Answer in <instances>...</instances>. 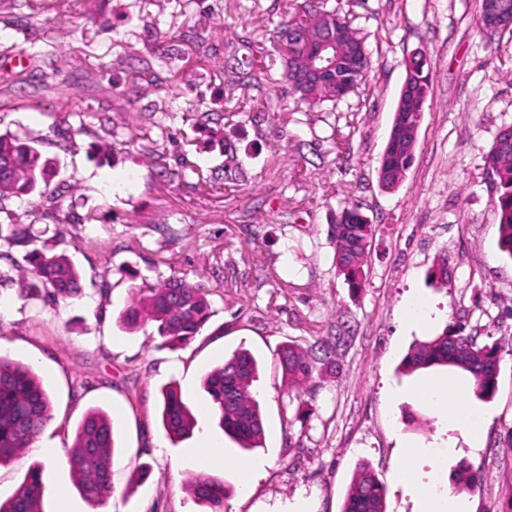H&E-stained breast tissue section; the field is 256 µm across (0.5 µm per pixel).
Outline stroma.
<instances>
[{"mask_svg": "<svg viewBox=\"0 0 512 512\" xmlns=\"http://www.w3.org/2000/svg\"><path fill=\"white\" fill-rule=\"evenodd\" d=\"M350 2L351 24L372 52L368 82L286 125L262 114V90L240 86L215 139L195 123L201 102L220 99L225 81L254 61L282 72L267 32L285 0H0V134L37 137L59 163L62 193L56 214L0 203V222L20 219L95 280L82 297L55 303L19 297L14 283L0 288V354L33 368L53 413L34 446L0 466L1 499L39 463L47 512H91L68 457L78 422L99 407L118 441L115 492L101 512H206L187 488L198 475L223 480L224 512H290L301 499L313 512H341L362 462L387 488L386 512H420L423 497L446 491L465 467L485 475L469 495L474 512H512V345L501 352L493 397H467L491 416L474 455L441 456L463 436L446 411L411 391L447 368L399 371L415 342L458 317L482 336H512V258L498 248L483 170L499 128L512 123V32L482 38L480 0ZM196 24L214 31L208 55H195L190 39L156 61L164 32ZM418 51L430 93L413 164L387 190L377 168L404 63ZM30 55L41 68L18 82ZM148 62L158 79L143 94L133 72ZM336 138L348 142L346 153L333 152ZM157 145L174 178L160 176ZM228 154L246 180L200 185ZM347 204L376 227L356 294L328 235ZM90 212L96 222L83 223ZM173 274L205 284L212 311L196 340L176 350L161 347L154 324L128 333L118 323L132 285ZM339 322L352 342L336 368L316 377L312 393L289 392L280 346L311 349ZM240 349L259 362L265 442L252 451L224 437L202 388L204 375ZM172 381L197 420L177 443L158 404ZM299 409L306 423L294 421ZM252 460L263 469L244 470ZM141 463L151 471L138 484ZM407 465L413 484L395 483Z\"/></svg>", "mask_w": 512, "mask_h": 512, "instance_id": "stroma-1", "label": "stroma"}]
</instances>
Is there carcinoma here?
<instances>
[{"label": "carcinoma", "mask_w": 512, "mask_h": 512, "mask_svg": "<svg viewBox=\"0 0 512 512\" xmlns=\"http://www.w3.org/2000/svg\"><path fill=\"white\" fill-rule=\"evenodd\" d=\"M293 21L284 16L276 30V41L287 44L291 51L280 50L282 77L288 91L298 102L315 107L325 101H340L354 92L371 71V55L359 32L341 15L342 7L327 8V0H298L292 4ZM342 31L339 73L325 74L317 85L301 89L296 71L306 66L308 56L303 50V31ZM405 70L412 71L414 100L404 106L406 112L421 110L428 99L430 76L427 60L421 55L411 57ZM275 82L270 69L251 67L243 76L231 79L232 85H260ZM387 160L397 171H407L414 155L405 150L389 153ZM484 171L496 186L495 221L498 246L512 258V146L484 157ZM55 162L43 155L37 141L12 134H0V200L17 198L54 203ZM374 235V225L362 221L359 211L345 206L330 225V241L335 249L336 266L353 289L364 286V265ZM34 237L24 224H0V261L22 273L25 287L20 295L35 288L46 297L77 296L85 280L84 274L65 253L47 247L26 252L21 266L11 254L15 245H30ZM204 284L194 283L177 275L155 283L146 281L132 288L131 298L119 316V323L131 332L147 322L156 324L163 342L171 346L187 345L199 335L210 318V303ZM347 343V336L336 330L318 341L319 350L304 351L293 345L281 349L279 363L288 389L309 392L314 389L317 364L324 355L337 352ZM505 339L480 342L477 330H467L464 319H457L440 334L413 344L403 361L404 373L411 375L433 367H451L469 375L479 397H491L498 385V367ZM258 379V364L251 352L240 349L204 378L203 388L209 396L212 414L224 434L241 448L252 450L262 446L264 425L261 407L253 392ZM161 422L172 439L192 433L197 421L184 402L181 390L166 385L160 390ZM50 396L33 369L0 356V465L8 464L21 449L29 447L51 421ZM115 440L112 420L99 408L88 410L79 421L69 457L71 471L84 500L97 510L112 497V458ZM194 497L210 509L224 512V481L199 476L192 484ZM387 490L384 483L367 465L353 475L343 512H386ZM0 512H46L42 466L36 465L26 475L13 496L1 500Z\"/></svg>", "instance_id": "obj_1"}]
</instances>
